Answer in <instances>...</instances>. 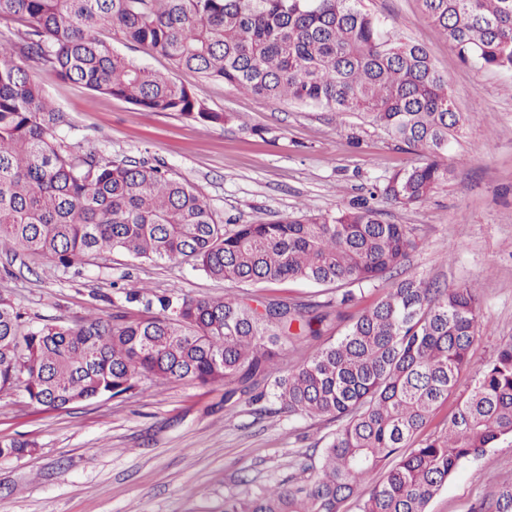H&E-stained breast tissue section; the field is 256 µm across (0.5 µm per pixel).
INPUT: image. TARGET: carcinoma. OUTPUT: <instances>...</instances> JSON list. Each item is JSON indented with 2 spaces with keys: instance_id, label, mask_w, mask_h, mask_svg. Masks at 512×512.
<instances>
[{
  "instance_id": "carcinoma-1",
  "label": "carcinoma",
  "mask_w": 512,
  "mask_h": 512,
  "mask_svg": "<svg viewBox=\"0 0 512 512\" xmlns=\"http://www.w3.org/2000/svg\"><path fill=\"white\" fill-rule=\"evenodd\" d=\"M462 58L512 71V0H420ZM0 249L63 268L114 252L177 261L234 285L283 280L336 285L327 301L226 294L125 291L143 307L67 323L30 317L0 297V392L20 391L49 410L130 393L148 381L224 387V403L257 405L263 418L336 423L315 464L224 512H428L465 461L512 439V340L465 387L483 317L477 289L413 275L355 316L344 309L399 269L415 246L403 224L368 202L229 228L187 180L136 161H116L66 142L67 113L29 76L60 79L149 112L228 124L202 89L121 55L97 36L108 28L147 45L177 68L243 93L356 115L425 161L394 171L372 196L419 206L452 169L448 146L469 117L427 50L364 0H0ZM18 37V53L7 46ZM336 338L275 376L286 347ZM298 331H293V325ZM457 394L435 435L421 432ZM31 443L0 439V457ZM475 512H512V480Z\"/></svg>"
}]
</instances>
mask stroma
<instances>
[{"mask_svg":"<svg viewBox=\"0 0 512 512\" xmlns=\"http://www.w3.org/2000/svg\"><path fill=\"white\" fill-rule=\"evenodd\" d=\"M366 4L427 48L458 110L471 118L448 149L453 176L447 184L423 205L382 201L378 207L383 220L410 225L418 242L397 278L417 274L478 289L484 322L472 350L474 375L512 338V71L463 62L419 0ZM102 36L134 62L201 87L210 108L235 120L202 125L173 112H148L91 94L51 69L32 68L36 83L69 115L68 142L116 160H145L189 180L227 224L358 203L392 172L422 161L357 118L205 82L111 31ZM135 283L159 294L205 297L231 289L187 265L122 253L66 269L0 251V296L42 319L111 314L124 304V288ZM333 430L324 421L259 419L245 402L225 406L223 388L190 382L146 384L123 398L56 411L0 393V438L33 444L23 456L0 457V512H223L225 499L257 495L298 474L303 453L324 448ZM506 480H512L508 439L461 464L428 512H471Z\"/></svg>","mask_w":512,"mask_h":512,"instance_id":"35a3bbf8","label":"stroma"}]
</instances>
